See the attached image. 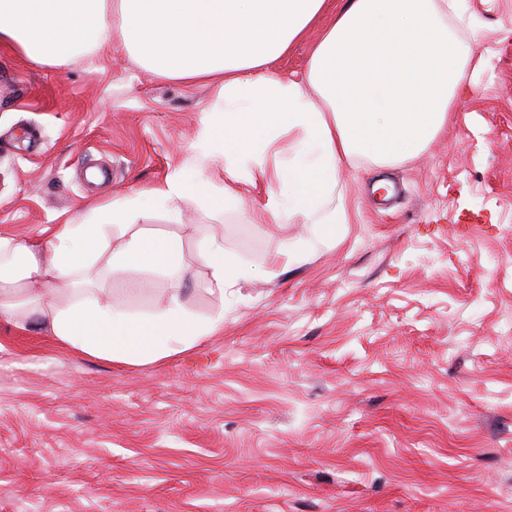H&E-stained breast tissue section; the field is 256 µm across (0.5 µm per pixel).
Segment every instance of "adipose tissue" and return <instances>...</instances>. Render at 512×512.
I'll return each instance as SVG.
<instances>
[{"instance_id": "ef3b65f1", "label": "adipose tissue", "mask_w": 512, "mask_h": 512, "mask_svg": "<svg viewBox=\"0 0 512 512\" xmlns=\"http://www.w3.org/2000/svg\"><path fill=\"white\" fill-rule=\"evenodd\" d=\"M328 0H0V46L29 64L57 69L113 38L159 77L205 80L216 88L196 144L222 159V176L191 181L176 172L163 182L54 225L49 241L0 236V316L25 328L38 320L60 345L125 364L155 363L193 348L220 322L201 321L175 291L157 309L134 316L116 308L106 283L131 268L185 272L178 235L139 231L113 244L112 229L137 211L202 198L212 211L232 197L233 182L269 187L268 218L284 212L320 220L323 238L347 223L344 209L322 214L343 161L379 163L420 152L444 126L458 90L470 80L469 49L444 27L447 13L464 14L466 0H346L316 43L303 80H282L266 66L325 12ZM299 131L301 146L287 168H270L267 150L283 131ZM216 289L241 269L214 234L199 242Z\"/></svg>"}]
</instances>
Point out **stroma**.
<instances>
[{
    "mask_svg": "<svg viewBox=\"0 0 512 512\" xmlns=\"http://www.w3.org/2000/svg\"><path fill=\"white\" fill-rule=\"evenodd\" d=\"M475 72L418 156L345 165L336 237L264 216V183L220 213L185 200L135 228L176 233L183 279L130 269L112 301L170 289L217 335L119 365L0 318V512H512V0H468ZM316 24L269 66L308 68ZM211 85L154 76L106 40L62 69L0 46V236L19 241L176 170ZM388 176L402 189L375 203ZM244 271L212 290L202 232Z\"/></svg>",
    "mask_w": 512,
    "mask_h": 512,
    "instance_id": "1",
    "label": "stroma"
}]
</instances>
